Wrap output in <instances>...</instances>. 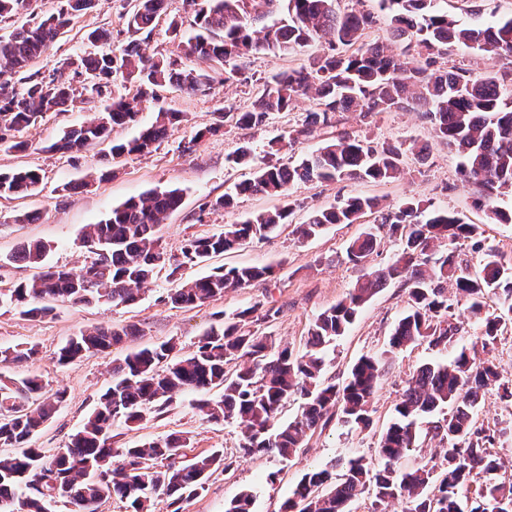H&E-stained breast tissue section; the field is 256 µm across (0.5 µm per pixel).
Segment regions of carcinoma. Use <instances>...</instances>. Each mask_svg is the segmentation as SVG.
<instances>
[{"mask_svg":"<svg viewBox=\"0 0 512 512\" xmlns=\"http://www.w3.org/2000/svg\"><path fill=\"white\" fill-rule=\"evenodd\" d=\"M276 0H136L125 14L133 39L119 46L112 33L94 29L85 34L94 51L61 63L59 75L28 72L74 20L93 10L98 0H60L58 9L33 26L15 28L0 36V150L24 152L26 130L54 112L78 103L112 98L103 110L63 132L44 147L48 152L79 151L108 143L112 157L149 154L181 121V113L161 110L154 123L138 136L114 142L115 127L136 121L142 105L155 99L166 85L186 92L204 91L212 76L189 65L200 59L224 67V83L242 80V59L250 54L287 52L316 38L328 37L342 50L312 59L298 69L276 75L264 84L251 108L235 113L240 129L262 126L271 112H286L300 96L313 101L300 127L268 142L275 156L302 137L321 140L317 150L292 164L254 163L250 144L239 147L233 163L251 167V176L235 185L238 194L290 197L297 182H342L354 179L390 181L400 174L403 144L380 143L346 130L337 114L354 110L368 117L392 111H416L431 125L435 137L462 158L461 174L476 193V204L487 208L499 224L512 223V208L498 200L512 197V82L492 72L475 73L456 67L445 70L437 58L448 48L463 45L490 58L512 57V17L483 20L479 0H469L465 17L435 8V0H381L390 16L389 42H367L365 32L377 24L370 13L341 11L337 0H286L287 15L258 26L273 11ZM30 0H0V22L28 9ZM169 14L167 31L177 41L180 59L155 58L141 49L138 34L151 35L156 18ZM191 34H186L184 24ZM123 77L136 86L133 96L114 94ZM42 176L36 169L0 173V196L28 194ZM179 189H152L112 209L97 224H88L82 239L91 260L78 271L45 266L50 248L22 245L9 258L38 273L27 282L0 292L18 313L42 318L54 303L132 304L166 261L160 249V230L181 204ZM292 205L260 211L224 225V231L184 240L172 272L198 265L246 243L265 239L288 223ZM375 215L380 228L400 239L391 262L363 273L354 288L321 312L308 329L305 351L277 346L272 337L254 329L271 310L254 305L224 317L211 327L189 355H176L169 339L130 353L112 369V386L70 443L53 456L31 445L33 435L57 411L64 393L48 392L34 376L20 381L6 375L12 365L34 357L33 347L0 348V447L17 452L0 456V512H52L58 502L70 512H98L109 499L127 503V512H149L158 497L169 500L170 512L207 491L218 471L228 473L235 460L221 449L181 462L180 450L189 438L171 435L128 448H112V426L130 425L151 410L168 407L186 391L207 393L197 410L209 423L231 422L239 428V449L247 456L274 455L288 459L309 438L337 420L360 429L372 425L369 405L385 374L387 354L415 345L444 352L461 336L456 317L460 302L481 323L472 348L465 347L445 361L420 365L408 379L394 406V417L380 434L374 465L362 456L347 460L341 470L327 467L305 474L281 505L280 512H351V505L371 498V512L396 500L402 512H463L460 501L473 491L469 512H512V479L499 476L501 458L495 448L502 430L480 419L482 392L490 386L512 402V387L502 381L501 362L494 355L501 342L505 314L512 313V265L485 248L478 227L449 210H428L422 201L408 199L379 208L374 197H347L328 208L315 209L293 233L299 240L319 235L330 224H355ZM467 245L486 256L474 273L458 259ZM377 246V235L366 232L350 241L346 254L360 264ZM273 277L270 266L219 267L193 279L179 281L170 300L184 307L201 305L228 289L247 288ZM406 288L409 310L398 320L389 349L362 356L342 382L322 380L325 347L344 334L362 306L388 281ZM454 292H448V288ZM494 296L501 312L486 308ZM136 329L115 325L94 327L70 337L56 353L69 364L89 353L102 352L132 336ZM303 399L300 415L286 423L278 416L290 401ZM444 409L430 422V439L448 443L439 456L403 469L401 461L417 447L416 419ZM51 473L55 489L44 482Z\"/></svg>","mask_w":512,"mask_h":512,"instance_id":"obj_1","label":"carcinoma"}]
</instances>
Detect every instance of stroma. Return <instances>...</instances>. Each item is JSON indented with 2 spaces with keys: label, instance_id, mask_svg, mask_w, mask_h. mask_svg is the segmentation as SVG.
<instances>
[{
  "label": "stroma",
  "instance_id": "35a3bbf8",
  "mask_svg": "<svg viewBox=\"0 0 512 512\" xmlns=\"http://www.w3.org/2000/svg\"><path fill=\"white\" fill-rule=\"evenodd\" d=\"M130 7V0H99L93 11L80 17L71 31L56 39L48 51L32 63V70L52 75L60 61L87 51L84 35L96 28L111 30L115 43L126 42L128 34L123 16ZM329 51L330 44L323 38L285 54L265 52L249 56L244 61L246 82L233 84L221 83L220 65L199 62V69L215 78L211 90L187 93L165 88L156 101L143 105L136 124L114 130V138L127 139L138 127L151 124L158 109L183 113L184 121L170 128L158 148L144 156L114 159L104 145L78 153L47 152V145L56 141L63 130L91 117L88 109L59 112L31 126L25 134L30 143L28 151H0V172L30 167L40 169L44 176L41 189L28 196H0V259L6 262L0 269V286L7 288L34 276V268L9 260L23 243H48L50 265L80 268L89 256L82 241L84 225L99 222L112 207L154 188H177L182 192L181 207L167 217L160 232L162 246L169 256L178 254L186 238L219 233L225 225L241 221L253 212L280 206L279 198L252 194L238 196L233 207L224 211L203 208L204 203L232 191L236 182L249 177V168L231 163L243 142L251 141L257 159H264L271 138L288 134L302 123L312 105L310 99H299L290 111L272 113L261 128L223 127L219 134L206 137L190 153L183 152L181 145L196 129L217 122L224 109L237 112L248 109L274 74L300 67ZM344 122L346 129L379 142H401L426 148L427 157L421 160L416 155L406 154L401 176L386 182L296 183L291 189L293 199L298 202L291 216L292 224L305 221L311 209L334 205L343 197L376 196L387 204L414 197L432 207L457 212L466 222L478 225L487 245L504 259L512 260V224L493 222L484 210L475 206L472 189L460 179V156L438 142L431 126L416 113L383 112L365 121L358 113L348 112ZM103 168L112 169V177L78 194L61 192L62 184L81 181L90 172ZM26 212L35 214L34 222L14 223L15 215ZM372 227L368 217L357 224H332L323 233L301 243L294 239L289 227H282L265 240L213 257L206 264L183 267L180 274L186 280L206 275L223 265H271L275 268L272 281L227 291L223 297L199 307L182 308L168 301L172 279L166 264L157 268L153 281L142 291L140 301L132 306L60 303L48 317L30 319L0 304V347L33 345L38 350L33 359L13 366L11 377L21 379L35 375L47 388L65 393V400L56 414L33 437V446L44 449L49 455L66 447L71 435L96 408L100 394L111 385L113 366L127 354L168 339L176 341L180 354L190 353L210 326L221 324L225 315L254 304L278 311L272 322L260 323L262 333L277 343L303 350L311 322L345 297L359 279L361 271L348 260L346 248L351 239ZM407 307L408 295L399 282H390L377 292L344 335L330 347L328 377L342 381L348 368L361 356L387 348L394 326ZM113 325H133L137 333L108 351L67 365L57 363L56 353L69 337L90 326ZM436 357V352L423 345L394 355L371 405L373 424L370 429L362 431L349 425L333 424L315 434L305 448L289 459L238 458L230 473L214 474L207 491L185 503L184 512H225L226 505L243 491L253 496L252 512H278L304 474L334 459L359 455L374 458L379 435L392 418L408 378L419 365ZM197 399V393L188 392L175 398L163 411L147 413L139 423L114 426L113 447L125 448L177 433L190 439L189 448L182 451L184 459L212 449L235 455L238 428L202 420L195 407Z\"/></svg>",
  "mask_w": 512,
  "mask_h": 512
}]
</instances>
